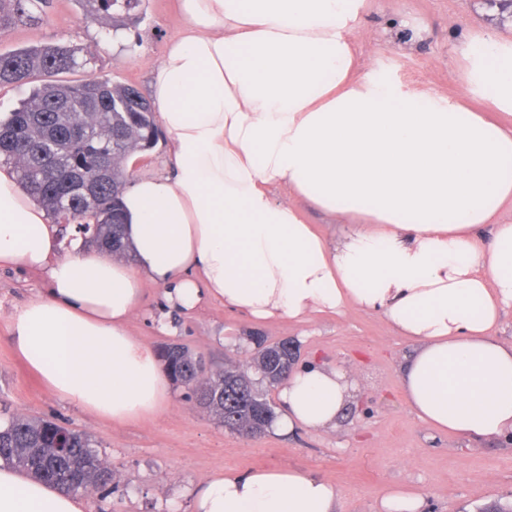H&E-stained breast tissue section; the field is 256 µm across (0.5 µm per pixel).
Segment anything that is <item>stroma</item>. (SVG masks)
<instances>
[{
    "instance_id": "stroma-1",
    "label": "stroma",
    "mask_w": 512,
    "mask_h": 512,
    "mask_svg": "<svg viewBox=\"0 0 512 512\" xmlns=\"http://www.w3.org/2000/svg\"><path fill=\"white\" fill-rule=\"evenodd\" d=\"M143 18L123 42L79 18L74 0H52L42 23L0 39V52L63 40L79 50L81 80L94 75L148 93L149 71L182 23L175 0H143ZM512 31V15L486 0H373L361 36L367 64L392 70L403 82L442 93L460 86L459 41L469 31ZM43 274L0 269V405L84 431L116 473L107 495L92 493L93 512H191V492L218 470L245 473L286 468L318 475L341 491L340 512H379L383 496L404 488L420 493L423 512H477L512 496V447L439 432L405 403L400 367L411 350L379 314L357 307L297 322H254L202 301L192 312L163 317V291L147 285L131 334L151 348L178 342L216 366L250 369L253 337L294 341L300 364L316 360L344 370L352 401L335 427L269 430L243 436L224 429L173 388L164 413L125 424L97 418L48 391L14 350L9 323L31 296L46 288Z\"/></svg>"
}]
</instances>
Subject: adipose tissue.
Returning a JSON list of instances; mask_svg holds the SVG:
<instances>
[{"label": "adipose tissue", "instance_id": "obj_1", "mask_svg": "<svg viewBox=\"0 0 512 512\" xmlns=\"http://www.w3.org/2000/svg\"><path fill=\"white\" fill-rule=\"evenodd\" d=\"M369 7L178 0L182 25L149 82L167 167L123 194L131 261L62 239L0 165V267L48 281L13 314L11 340L49 391L119 423L164 411L170 381L128 331L151 283L180 311L209 299L256 322L378 313L412 346L400 383L419 419L512 436V342L497 336L512 305V34L464 36L462 89L446 95L368 68ZM303 200L343 235L320 236ZM280 397L278 428L332 427L346 376L303 365ZM340 498L292 469L220 470L193 512H339ZM0 512L91 503L0 463Z\"/></svg>", "mask_w": 512, "mask_h": 512}]
</instances>
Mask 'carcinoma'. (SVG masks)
I'll use <instances>...</instances> for the list:
<instances>
[{"label":"carcinoma","instance_id":"1","mask_svg":"<svg viewBox=\"0 0 512 512\" xmlns=\"http://www.w3.org/2000/svg\"><path fill=\"white\" fill-rule=\"evenodd\" d=\"M81 20L118 33L140 22L141 0H75ZM49 0H0V36L18 26L33 25ZM78 48L58 40L0 53V88L29 84L30 94L0 123V161L17 169L18 181L46 210L53 222L93 224L89 242L116 257H127L120 208L130 180L123 160L152 150L159 137L149 101L134 86L89 76L78 82L59 80L80 66ZM81 127L89 142L86 153L66 150L60 136L68 126ZM105 151L112 155V174L95 199L78 191L67 172ZM159 356L174 383L187 390L225 429L257 435L276 418L275 408L248 373L236 367L209 368L187 346L167 344ZM6 415L0 427V461L34 479L63 482L71 466L81 467L83 482L93 492L104 486L102 456L85 432L50 420Z\"/></svg>","mask_w":512,"mask_h":512}]
</instances>
